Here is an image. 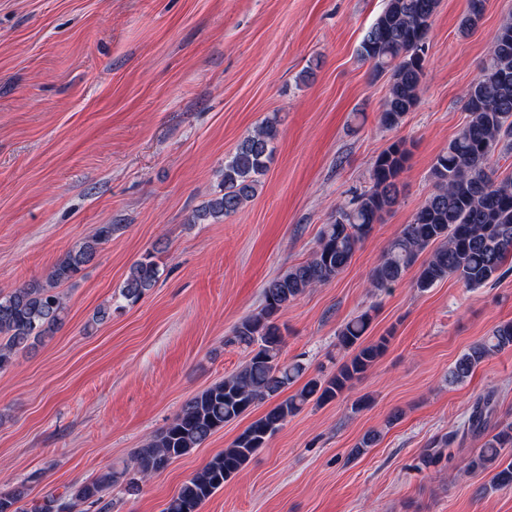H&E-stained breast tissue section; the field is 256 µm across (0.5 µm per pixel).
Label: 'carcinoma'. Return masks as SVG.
<instances>
[{
	"label": "carcinoma",
	"instance_id": "carcinoma-1",
	"mask_svg": "<svg viewBox=\"0 0 512 512\" xmlns=\"http://www.w3.org/2000/svg\"><path fill=\"white\" fill-rule=\"evenodd\" d=\"M439 0H385L381 14L367 30L359 49L375 75H388V95L379 113L381 125L399 126L420 99L424 51ZM485 0H469L460 22L463 34L483 17ZM468 118L431 168L432 191L410 223L389 241L369 278V288L386 292L402 279L423 253L411 287L425 291L453 276L467 288L497 281L512 257V176L498 174L497 161L512 153V16L498 28L479 76L465 90ZM278 137V121L268 118L238 143L224 159L219 192L194 210L190 223L214 224L237 213L256 195ZM410 149L396 140L379 153L371 168V187L336 208L323 225L311 257L268 280L261 307L232 330L230 343L250 349L249 360L236 372L188 400L172 421L135 451L132 466L108 467L73 492L50 493L27 511L22 484L0 493V512H74L82 504L101 505L107 491L122 487L132 492L139 482L165 469L173 460L200 447L224 424L252 407L269 401L267 411L251 422L223 452L195 472L168 501L164 512H193L224 482L236 475L265 447L288 418L310 402L335 400L383 355L388 337L366 341L371 322L365 310L348 320L337 334L338 345L352 352L336 373L313 377L294 394L280 395L304 373L298 362L282 361L283 338L278 319L307 291L340 275L374 225L393 207L401 193V175ZM121 224H100L84 242L68 250L43 281L0 289V372L15 355L51 336L62 324L66 303L57 291L91 263L99 248L112 240ZM160 269L151 256L135 262L120 289V298L138 301L158 282ZM512 347V321L496 326L481 343L455 362L448 383L465 381L490 356ZM495 394L478 398L458 429L430 442L413 469L421 471L451 461L449 447L458 436L482 439L470 458L471 472L494 470L491 488H512V423L491 424Z\"/></svg>",
	"mask_w": 512,
	"mask_h": 512
}]
</instances>
